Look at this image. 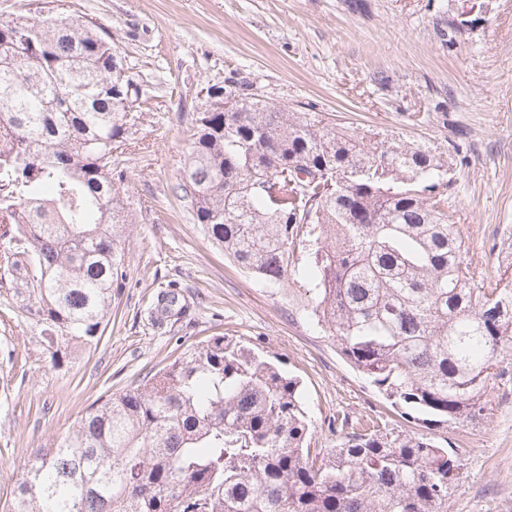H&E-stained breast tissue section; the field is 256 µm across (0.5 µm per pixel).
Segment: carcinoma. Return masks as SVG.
Listing matches in <instances>:
<instances>
[{"label":"carcinoma","instance_id":"cac0c4a2","mask_svg":"<svg viewBox=\"0 0 512 512\" xmlns=\"http://www.w3.org/2000/svg\"><path fill=\"white\" fill-rule=\"evenodd\" d=\"M105 42L83 15L0 21V269L24 271L55 365L98 343L122 271L112 149L142 116L122 98L146 89L112 71ZM195 128L176 189L205 236L269 286L309 280L340 355L406 420L480 418L512 350V274L465 263L448 161L257 92L196 113ZM352 427L326 454L309 448L299 379L217 335L34 449L7 512H448L455 455L425 434Z\"/></svg>","mask_w":512,"mask_h":512}]
</instances>
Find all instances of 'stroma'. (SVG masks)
<instances>
[{"label": "stroma", "mask_w": 512, "mask_h": 512, "mask_svg": "<svg viewBox=\"0 0 512 512\" xmlns=\"http://www.w3.org/2000/svg\"><path fill=\"white\" fill-rule=\"evenodd\" d=\"M0 0V20L53 12L93 17L131 75L155 81L117 150L129 213L125 277L96 346L53 364L11 275L0 276V512L32 449L53 447L86 408L122 392L216 334L241 338L302 385L311 447L329 450L338 416L421 433L338 353L307 315L305 280L277 290L241 271L194 224L175 190L203 84L248 82L274 102L359 134L425 143L448 160V205L466 259L502 273L512 228V0ZM173 290L181 316L153 326ZM461 470L448 512H512V351L480 420L434 428Z\"/></svg>", "instance_id": "stroma-1"}]
</instances>
